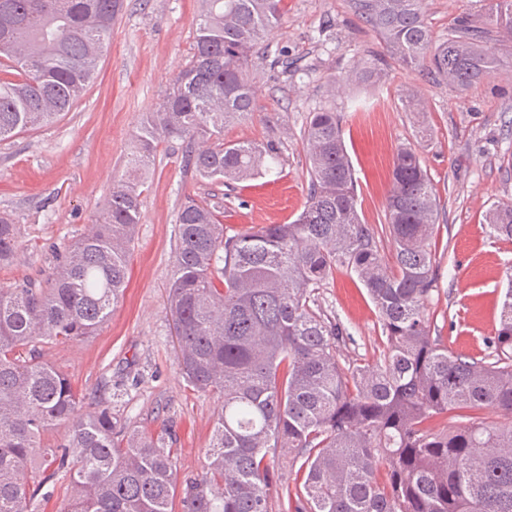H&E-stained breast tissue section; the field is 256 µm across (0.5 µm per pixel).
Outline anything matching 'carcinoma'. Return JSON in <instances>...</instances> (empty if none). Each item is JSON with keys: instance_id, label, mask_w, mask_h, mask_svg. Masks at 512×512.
Wrapping results in <instances>:
<instances>
[{"instance_id": "obj_1", "label": "carcinoma", "mask_w": 512, "mask_h": 512, "mask_svg": "<svg viewBox=\"0 0 512 512\" xmlns=\"http://www.w3.org/2000/svg\"><path fill=\"white\" fill-rule=\"evenodd\" d=\"M194 54L145 113L124 177L101 218L51 248L55 271L0 287V512H34L60 472L75 494L64 512H172V440L86 403L42 348L93 336L126 288L129 245L156 144L187 142L185 166L229 185L270 172L268 142H224V126L256 110L249 66L279 26L283 0H202ZM404 67L461 89L499 66L491 40L512 44V0L483 24L458 18L433 40L423 0H351ZM123 0H0V141L71 111L95 78ZM336 112H315L304 130L309 187L289 224L224 232L216 208L188 197L177 216L175 274L167 315L187 385L221 401L204 471L182 491V512H269L283 454L303 459L294 512H512V279L488 360L462 358L437 335L438 204L411 147L393 160L384 224L392 250L357 210L354 173ZM199 141L206 147L197 148ZM490 233L512 241V205L489 211ZM20 240L0 216V265ZM354 272L379 312L386 343L372 364L336 359L340 329L312 307L340 270ZM465 425L448 424L453 410ZM68 426L50 448L46 432ZM386 465L388 483L377 478Z\"/></svg>"}]
</instances>
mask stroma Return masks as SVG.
<instances>
[{"label": "stroma", "mask_w": 512, "mask_h": 512, "mask_svg": "<svg viewBox=\"0 0 512 512\" xmlns=\"http://www.w3.org/2000/svg\"><path fill=\"white\" fill-rule=\"evenodd\" d=\"M489 7L490 0L422 3L439 40L459 15L480 22ZM199 10V0H124L97 77L72 111L0 142V214L12 215L23 244L0 269V287L46 277L54 264L50 245L76 239L102 215L144 113L193 53ZM497 54V70L461 90L402 66L351 0H284L281 23L250 70L260 88L257 110L224 128L228 142H276L278 166L229 187L212 184L185 169L181 139L162 140L142 195L122 299L95 336L47 349L45 360L63 367L83 394L117 396L119 419L150 434L169 429L179 478L200 473L218 402L187 386L171 343L166 307L179 208L188 195L219 207L230 234L294 221L309 183L303 130L311 113L323 109L340 117L358 211L372 226L385 221L394 155L406 145L417 148L439 204L434 321L449 350L487 358L512 276V242L491 236L486 222L492 207L512 205V48L498 47ZM374 58L378 77L352 78ZM410 91L422 113L406 110ZM421 119L430 129L424 139L416 136ZM316 298L343 329L339 362H372L385 338L357 276L337 272Z\"/></svg>", "instance_id": "1"}]
</instances>
